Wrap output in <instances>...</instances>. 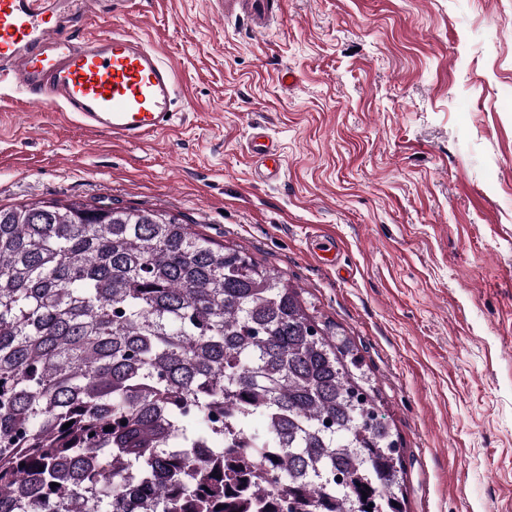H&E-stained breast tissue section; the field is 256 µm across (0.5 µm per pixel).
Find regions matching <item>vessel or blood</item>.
I'll return each mask as SVG.
<instances>
[{
    "label": "vessel or blood",
    "mask_w": 512,
    "mask_h": 512,
    "mask_svg": "<svg viewBox=\"0 0 512 512\" xmlns=\"http://www.w3.org/2000/svg\"><path fill=\"white\" fill-rule=\"evenodd\" d=\"M95 0H0V76L34 103L60 106L89 129L128 143L156 138L172 126L175 74L142 40L107 28L83 39L68 18L92 12ZM247 150L259 177L279 181L283 162L266 135Z\"/></svg>",
    "instance_id": "obj_1"
}]
</instances>
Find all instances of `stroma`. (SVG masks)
<instances>
[{"label": "stroma", "mask_w": 512, "mask_h": 512, "mask_svg": "<svg viewBox=\"0 0 512 512\" xmlns=\"http://www.w3.org/2000/svg\"><path fill=\"white\" fill-rule=\"evenodd\" d=\"M177 74L129 144L0 85V205L159 209L301 288L358 349L408 512H512V0H99ZM285 173L254 176V128ZM335 239L334 261L317 242Z\"/></svg>", "instance_id": "obj_1"}]
</instances>
